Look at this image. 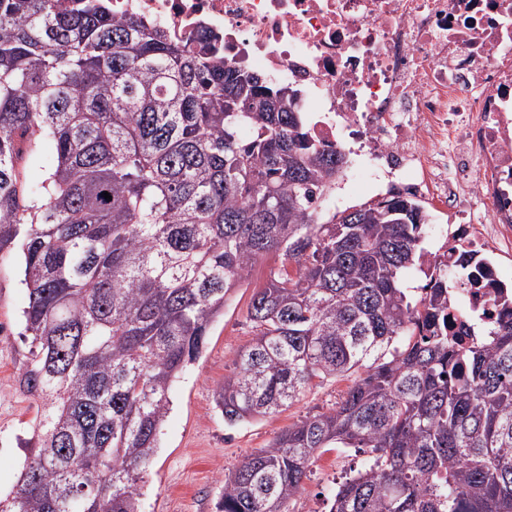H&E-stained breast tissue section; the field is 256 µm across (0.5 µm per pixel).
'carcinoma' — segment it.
Listing matches in <instances>:
<instances>
[{
	"label": "carcinoma",
	"instance_id": "obj_1",
	"mask_svg": "<svg viewBox=\"0 0 512 512\" xmlns=\"http://www.w3.org/2000/svg\"><path fill=\"white\" fill-rule=\"evenodd\" d=\"M296 97L102 0H0V252L21 247L18 382L45 405L0 512H138L172 383L271 254L256 338L214 391L224 421L362 374L224 476L217 512H288L323 448L367 454L329 512H512V307L455 327L448 280L406 285L425 250L411 200L324 213L345 157ZM23 138L53 152L38 194Z\"/></svg>",
	"mask_w": 512,
	"mask_h": 512
}]
</instances>
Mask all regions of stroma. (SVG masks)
Returning a JSON list of instances; mask_svg holds the SVG:
<instances>
[{
  "mask_svg": "<svg viewBox=\"0 0 512 512\" xmlns=\"http://www.w3.org/2000/svg\"><path fill=\"white\" fill-rule=\"evenodd\" d=\"M274 259L256 265L248 283L231 295L224 313L210 326L199 356L171 388V411L159 447L144 474L139 512H216L225 474L278 433L306 416L335 407L356 380V373L313 381L287 408L266 417L227 426L214 402V390L234 368L238 353L254 336L247 318L251 296L263 285ZM28 291L20 283L19 257L0 258V497L13 492L40 415L37 398L23 393L18 374L29 358L30 343L22 335L20 314ZM365 456L352 448L321 452L302 489L289 501L290 512H327L340 477L360 468Z\"/></svg>",
  "mask_w": 512,
  "mask_h": 512,
  "instance_id": "1",
  "label": "stroma"
}]
</instances>
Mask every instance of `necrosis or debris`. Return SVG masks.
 I'll return each mask as SVG.
<instances>
[{"label": "necrosis or debris", "instance_id": "1", "mask_svg": "<svg viewBox=\"0 0 512 512\" xmlns=\"http://www.w3.org/2000/svg\"><path fill=\"white\" fill-rule=\"evenodd\" d=\"M108 3L293 88L311 138L346 157L341 191L395 185L421 205L424 272L482 267L453 313L512 303V0Z\"/></svg>", "mask_w": 512, "mask_h": 512}]
</instances>
